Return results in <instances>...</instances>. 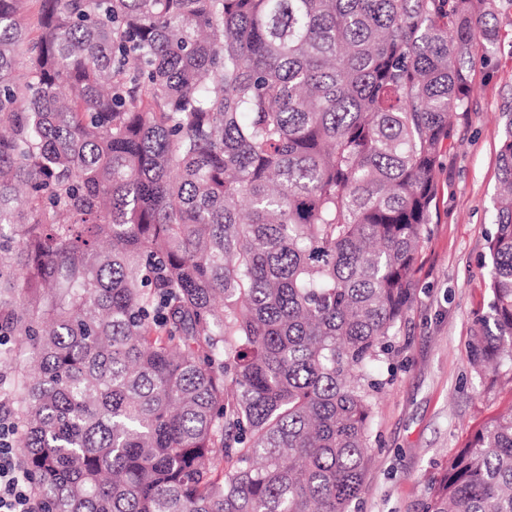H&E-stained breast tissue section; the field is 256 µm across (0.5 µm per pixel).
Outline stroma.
<instances>
[{"label":"stroma","mask_w":512,"mask_h":512,"mask_svg":"<svg viewBox=\"0 0 512 512\" xmlns=\"http://www.w3.org/2000/svg\"><path fill=\"white\" fill-rule=\"evenodd\" d=\"M489 25L500 31L490 61L476 59L477 91L453 121V148L435 174L437 195L418 254L416 297L380 367L373 459L356 512H419L425 482L512 391L484 393L468 364L475 318L486 304L487 240L496 230L498 146L512 113V0Z\"/></svg>","instance_id":"35a3bbf8"}]
</instances>
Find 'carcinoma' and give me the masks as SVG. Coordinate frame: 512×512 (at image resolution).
I'll use <instances>...</instances> for the list:
<instances>
[{
	"label": "carcinoma",
	"mask_w": 512,
	"mask_h": 512,
	"mask_svg": "<svg viewBox=\"0 0 512 512\" xmlns=\"http://www.w3.org/2000/svg\"><path fill=\"white\" fill-rule=\"evenodd\" d=\"M0 0V335L41 512H354L497 0ZM468 362L512 384V118ZM421 512H512V405Z\"/></svg>",
	"instance_id": "carcinoma-1"
}]
</instances>
